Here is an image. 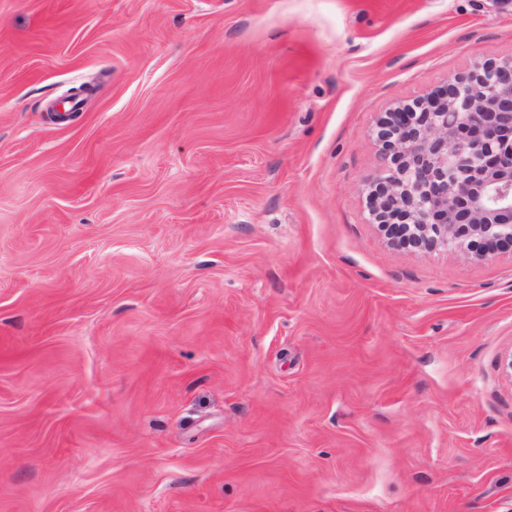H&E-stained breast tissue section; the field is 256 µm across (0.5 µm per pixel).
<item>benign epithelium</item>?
I'll use <instances>...</instances> for the list:
<instances>
[{
  "label": "benign epithelium",
  "mask_w": 512,
  "mask_h": 512,
  "mask_svg": "<svg viewBox=\"0 0 512 512\" xmlns=\"http://www.w3.org/2000/svg\"><path fill=\"white\" fill-rule=\"evenodd\" d=\"M390 152L370 191L392 239L420 251L484 258L512 252V58L477 63L391 113Z\"/></svg>",
  "instance_id": "benign-epithelium-1"
}]
</instances>
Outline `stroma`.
<instances>
[{
    "instance_id": "1",
    "label": "stroma",
    "mask_w": 512,
    "mask_h": 512,
    "mask_svg": "<svg viewBox=\"0 0 512 512\" xmlns=\"http://www.w3.org/2000/svg\"><path fill=\"white\" fill-rule=\"evenodd\" d=\"M510 57L512 0H0V512H512V254L369 198Z\"/></svg>"
}]
</instances>
